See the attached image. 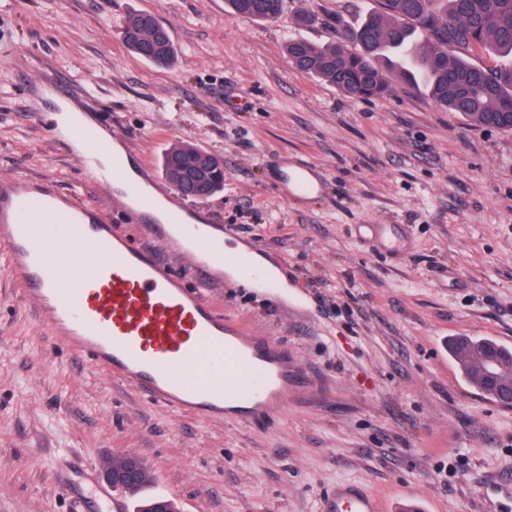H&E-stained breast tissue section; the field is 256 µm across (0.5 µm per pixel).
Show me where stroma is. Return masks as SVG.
Returning <instances> with one entry per match:
<instances>
[{
  "label": "stroma",
  "mask_w": 512,
  "mask_h": 512,
  "mask_svg": "<svg viewBox=\"0 0 512 512\" xmlns=\"http://www.w3.org/2000/svg\"><path fill=\"white\" fill-rule=\"evenodd\" d=\"M377 5L286 0L280 18L257 22L225 0H0V179L105 205L109 223L177 266L54 137L50 83L75 89L73 106L160 178L162 201L165 148L189 141L219 155L223 191L179 205L257 241L282 286L215 270L224 285L208 296L286 342L312 376L260 426L161 410L56 340L0 252V512H76L56 481L73 448L146 463L152 481L128 512L156 496L177 512H322L344 479L381 512L410 498L419 512H512V406L470 387L448 353L456 336L512 348V131L474 126L402 82L348 101L283 52L291 36L335 40ZM140 10L171 32L172 66L125 47L123 24ZM304 10L317 23L298 25ZM298 162L323 177L321 195L288 197L281 167Z\"/></svg>",
  "instance_id": "obj_1"
}]
</instances>
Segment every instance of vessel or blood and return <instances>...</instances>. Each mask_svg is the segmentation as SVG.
Listing matches in <instances>:
<instances>
[{
  "mask_svg": "<svg viewBox=\"0 0 512 512\" xmlns=\"http://www.w3.org/2000/svg\"><path fill=\"white\" fill-rule=\"evenodd\" d=\"M64 119L69 140L89 155V178L106 176L94 162L98 155L110 157L113 176L125 174L126 155L91 129L84 113L68 112ZM285 180L294 198L323 191L322 177L306 164ZM125 201L143 223H153L160 201L149 186L130 184ZM158 232L177 246L190 269L221 267L261 284L275 279L273 269L256 266L248 253L225 255L223 238L189 222L180 210H168ZM0 250L54 337L174 414H228L260 425L285 408L290 389L306 383L287 344L244 330L203 291L187 288L180 271L154 250L91 220L88 209L62 207L50 184L0 180ZM56 480L64 491L81 488L101 512H126L123 493L103 479L100 461L85 458L80 449L69 451ZM324 509L378 512L372 496L350 483L338 484Z\"/></svg>",
  "mask_w": 512,
  "mask_h": 512,
  "instance_id": "1",
  "label": "vessel or blood"
}]
</instances>
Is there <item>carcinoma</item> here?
Segmentation results:
<instances>
[{
  "mask_svg": "<svg viewBox=\"0 0 512 512\" xmlns=\"http://www.w3.org/2000/svg\"><path fill=\"white\" fill-rule=\"evenodd\" d=\"M381 8L353 30L318 46L291 38L285 51L295 68L333 84L349 101L383 98L393 81L425 83L441 108L484 126L504 127L501 113L512 102V65L491 69L469 61L478 51L512 57V0H378ZM232 14L272 20L267 0H226ZM126 48L158 67L173 63L177 49L158 18L140 11L123 27ZM451 49L445 54L442 47ZM512 349L490 338L460 336L449 341L463 378L479 387L461 357L469 349Z\"/></svg>",
  "mask_w": 512,
  "mask_h": 512,
  "instance_id": "carcinoma-1",
  "label": "carcinoma"
}]
</instances>
